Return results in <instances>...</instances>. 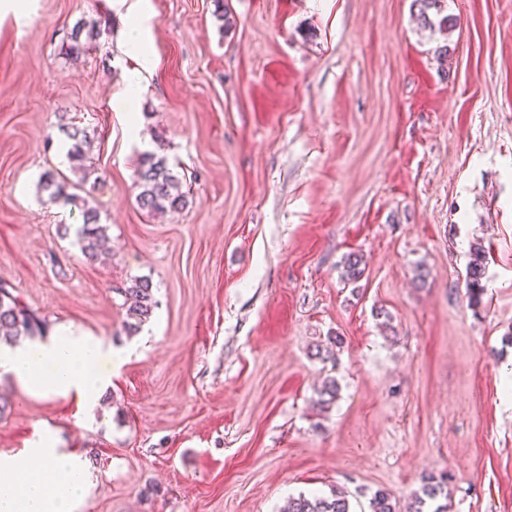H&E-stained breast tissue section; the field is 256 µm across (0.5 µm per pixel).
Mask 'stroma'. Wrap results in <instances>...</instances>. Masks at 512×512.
I'll use <instances>...</instances> for the list:
<instances>
[{"mask_svg":"<svg viewBox=\"0 0 512 512\" xmlns=\"http://www.w3.org/2000/svg\"><path fill=\"white\" fill-rule=\"evenodd\" d=\"M137 1L156 67L131 105ZM12 2L0 287L99 339L109 385L92 406L0 374V456L57 435L93 475L80 512H282L337 489L352 512L380 490L410 512L440 475L448 512H512V0H447L446 31L414 0H223V18L214 0ZM78 26L93 34L73 57ZM64 122L90 135L94 192ZM147 151L181 211L139 209ZM48 171L97 209L102 261L66 234L81 212L41 191ZM134 278L158 305L130 334ZM485 275V257L483 253L476 250L471 254L467 266V287L472 302L478 303L484 292L482 279Z\"/></svg>","mask_w":512,"mask_h":512,"instance_id":"obj_1","label":"stroma"}]
</instances>
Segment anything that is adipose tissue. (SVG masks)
Segmentation results:
<instances>
[{"label":"adipose tissue","instance_id":"1","mask_svg":"<svg viewBox=\"0 0 512 512\" xmlns=\"http://www.w3.org/2000/svg\"><path fill=\"white\" fill-rule=\"evenodd\" d=\"M101 360L98 341L66 328L42 341L0 348V373L29 393L94 404L107 385ZM91 487L88 469L49 436L19 455L0 457V512H77Z\"/></svg>","mask_w":512,"mask_h":512}]
</instances>
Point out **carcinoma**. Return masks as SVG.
<instances>
[{
  "label": "carcinoma",
  "mask_w": 512,
  "mask_h": 512,
  "mask_svg": "<svg viewBox=\"0 0 512 512\" xmlns=\"http://www.w3.org/2000/svg\"><path fill=\"white\" fill-rule=\"evenodd\" d=\"M420 17L428 26L438 25L443 29L453 24V18L443 14L446 0H418ZM435 11L438 21L429 17V11ZM66 138L70 142L67 155L75 172H84L81 181H86L87 167L84 165L87 155L84 146L87 144L88 132L71 125L65 127ZM136 185L139 193L136 196L138 207L153 215L158 212H175L184 208L186 199L177 179L167 167L166 159L154 153L144 155L137 167ZM41 189L48 193L49 199L63 206H74L81 210L82 224L75 228L76 242L84 259L96 262L106 254V225L99 223L95 208L88 206V201L67 191L68 183L52 172H46L40 179ZM364 273L363 258L351 253L343 262V277L348 281L358 280ZM485 275V257L479 250L471 254L467 266V287L471 301L477 303L484 292L482 279ZM124 297L126 320L124 328L132 333L140 325L148 321L154 311L155 299L152 283L145 278L132 280L131 285L118 289ZM47 329L45 319L34 311L22 306L5 288H0V341L13 346L25 337L43 336ZM338 386L335 379H327L317 391L316 404L329 405L336 401ZM448 499V478L439 481L430 480L424 484L422 495L416 497L413 512H423L426 502L437 503L435 512H447L448 504L439 503ZM371 512H396L390 496L382 491L374 494L370 502ZM288 512H351L347 495L342 490L334 491L329 497L314 496L308 498L300 495L291 500Z\"/></svg>",
  "instance_id": "1"
}]
</instances>
